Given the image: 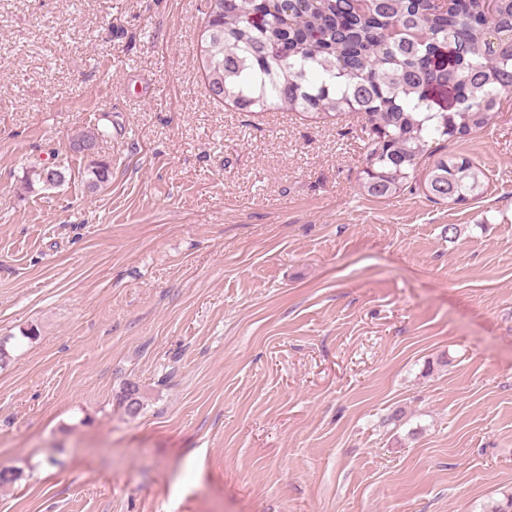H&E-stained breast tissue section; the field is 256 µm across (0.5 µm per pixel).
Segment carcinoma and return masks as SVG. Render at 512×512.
<instances>
[{
	"label": "carcinoma",
	"mask_w": 512,
	"mask_h": 512,
	"mask_svg": "<svg viewBox=\"0 0 512 512\" xmlns=\"http://www.w3.org/2000/svg\"><path fill=\"white\" fill-rule=\"evenodd\" d=\"M455 50L452 68L435 62L438 46ZM200 58L215 101L245 112L288 110L337 119L366 115L369 129L360 186L386 199L432 163L424 186L435 201L461 204L483 194L484 172L432 144L461 139L489 125L512 89V0H209ZM447 87L451 111L429 90ZM104 131H79L70 147H96ZM87 187L107 183L111 166L90 162ZM57 166L29 167L25 188H57ZM129 415L139 388H126Z\"/></svg>",
	"instance_id": "1"
}]
</instances>
